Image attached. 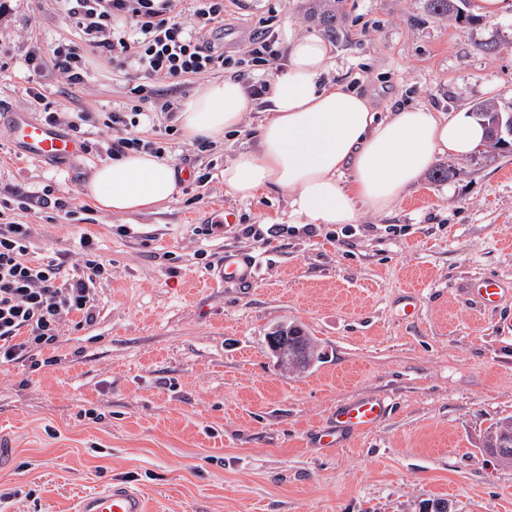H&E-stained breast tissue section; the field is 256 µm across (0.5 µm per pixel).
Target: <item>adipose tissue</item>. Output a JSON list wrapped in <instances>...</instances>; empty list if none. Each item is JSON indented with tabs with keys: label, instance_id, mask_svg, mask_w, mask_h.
Instances as JSON below:
<instances>
[{
	"label": "adipose tissue",
	"instance_id": "adipose-tissue-1",
	"mask_svg": "<svg viewBox=\"0 0 512 512\" xmlns=\"http://www.w3.org/2000/svg\"><path fill=\"white\" fill-rule=\"evenodd\" d=\"M287 44L285 67L268 80L256 147L224 165V188L238 199L284 193L287 223L343 226L368 210L390 212L439 157H467L485 139L463 112L445 117L413 106L381 115L367 95L322 81L323 39L292 33ZM249 104L241 81L210 83L181 113L182 130L190 139H219L239 128ZM177 191L173 167L145 151L100 164L85 188L99 208L123 215L153 212Z\"/></svg>",
	"mask_w": 512,
	"mask_h": 512
}]
</instances>
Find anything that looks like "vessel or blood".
Masks as SVG:
<instances>
[{
  "mask_svg": "<svg viewBox=\"0 0 512 512\" xmlns=\"http://www.w3.org/2000/svg\"><path fill=\"white\" fill-rule=\"evenodd\" d=\"M11 138L28 157L39 161L73 160L82 152L78 140L26 116L14 118ZM259 269L257 258L228 250L208 274V285L215 288L234 283L243 287L256 278ZM462 291L482 309L494 310L511 290L506 280L487 275L467 282ZM390 411L388 401L380 396L348 399L337 404L329 423L313 431L311 445L326 453L346 447L351 439L381 424ZM77 512H148V504L135 488L117 480L82 495L77 502Z\"/></svg>",
  "mask_w": 512,
  "mask_h": 512,
  "instance_id": "vessel-or-blood-1",
  "label": "vessel or blood"
}]
</instances>
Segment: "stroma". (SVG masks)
Masks as SVG:
<instances>
[{
  "instance_id": "stroma-1",
  "label": "stroma",
  "mask_w": 512,
  "mask_h": 512,
  "mask_svg": "<svg viewBox=\"0 0 512 512\" xmlns=\"http://www.w3.org/2000/svg\"><path fill=\"white\" fill-rule=\"evenodd\" d=\"M306 0H231L219 39L234 58L271 27L322 34L327 75L369 96L375 110L424 105L447 116L492 102L512 113V0L499 18L458 22L428 13L425 0H344L337 34H324ZM77 33L58 0H0V198L72 196L84 220L53 208L5 212L34 228L31 255L81 260L93 237L110 275L95 291L97 319L65 323L55 348L0 364V512H75L78 498L120 479L158 512H419L444 498L454 512H512V466L481 448L490 424L512 415V299L481 312L459 297L485 275L512 280V153L478 147L438 158L444 180L423 173L391 215L364 212L351 230L286 225L265 217L286 198L242 201L224 191V165L256 147L266 100L251 101L237 134L201 152L174 134L166 160L179 181L157 211L112 214L85 196L99 157L28 158L12 141L17 114L43 108L86 113L90 131L145 83L187 104L218 70L180 84L112 69L92 59L72 86L53 69L28 96L33 43ZM213 225L211 235L197 234ZM259 258L249 290L204 287L225 251ZM420 311L396 316L409 282ZM298 324L322 359L298 373L278 367L266 336ZM386 397L389 417L324 457L312 430L339 402Z\"/></svg>"
}]
</instances>
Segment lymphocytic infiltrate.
Segmentation results:
<instances>
[{
    "instance_id": "obj_1",
    "label": "lymphocytic infiltrate",
    "mask_w": 512,
    "mask_h": 512,
    "mask_svg": "<svg viewBox=\"0 0 512 512\" xmlns=\"http://www.w3.org/2000/svg\"><path fill=\"white\" fill-rule=\"evenodd\" d=\"M63 12L82 36L81 42L59 40L51 59H44L40 46H33L26 64L33 73L52 65L69 84L83 83L88 75L86 51L117 66L172 81L201 77L231 66V57L214 43L202 41L197 28L224 24V0H190L194 27L181 22L179 0H60ZM143 85L132 86V105L106 113L107 130H121L120 138H92L83 113L61 120L59 112H46L44 121L55 126L66 122L81 140L85 153L115 159L131 151L147 150L163 157L172 128L157 130L155 139L125 136L124 131L141 124L139 104ZM32 229L27 224H0V363H12L24 353L54 348L62 324L78 317L80 324L96 317L92 290L103 279L105 265L99 260L94 239L80 238L81 265L68 274L56 259L30 257Z\"/></svg>"
}]
</instances>
